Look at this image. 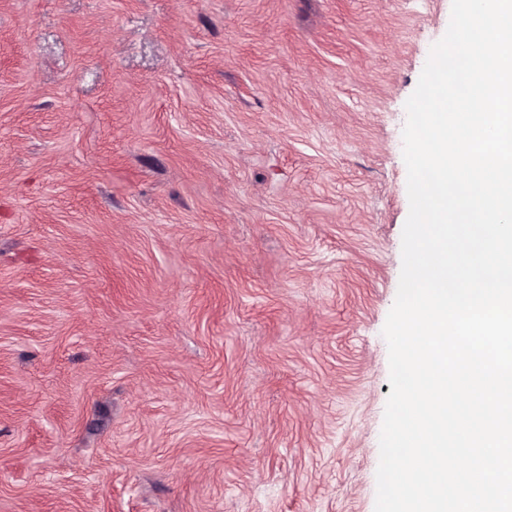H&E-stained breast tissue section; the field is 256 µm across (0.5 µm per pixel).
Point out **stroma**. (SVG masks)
I'll return each instance as SVG.
<instances>
[{"instance_id": "1", "label": "stroma", "mask_w": 512, "mask_h": 512, "mask_svg": "<svg viewBox=\"0 0 512 512\" xmlns=\"http://www.w3.org/2000/svg\"><path fill=\"white\" fill-rule=\"evenodd\" d=\"M451 8L0 0V512H375Z\"/></svg>"}]
</instances>
